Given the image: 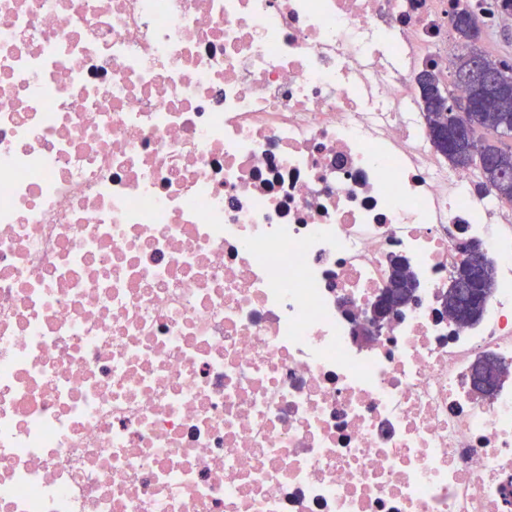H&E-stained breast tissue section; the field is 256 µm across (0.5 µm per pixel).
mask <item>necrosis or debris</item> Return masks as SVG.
Masks as SVG:
<instances>
[{
    "mask_svg": "<svg viewBox=\"0 0 512 512\" xmlns=\"http://www.w3.org/2000/svg\"><path fill=\"white\" fill-rule=\"evenodd\" d=\"M451 50L448 0H0V512H512V372L470 388L512 201L429 139ZM463 270L470 271L469 275L462 274ZM477 271L478 269H472L460 263L449 275L448 292L456 290L458 294H464L467 298L465 306L449 312L450 321L457 327H469L479 321L484 303L483 299L486 297V288H493L487 281L479 282L476 277ZM391 287L392 281L380 291L366 314L354 318L351 337L356 345L371 346L382 330L405 307L403 301L393 296Z\"/></svg>",
    "mask_w": 512,
    "mask_h": 512,
    "instance_id": "necrosis-or-debris-1",
    "label": "necrosis or debris"
}]
</instances>
